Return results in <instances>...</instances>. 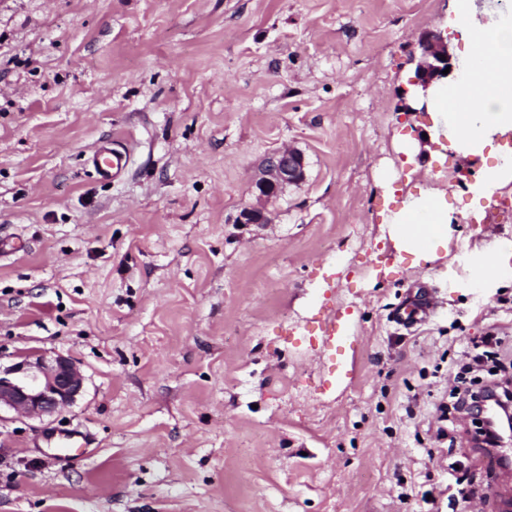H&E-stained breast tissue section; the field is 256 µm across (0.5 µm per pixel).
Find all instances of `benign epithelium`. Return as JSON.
Listing matches in <instances>:
<instances>
[{"label":"benign epithelium","instance_id":"7a95c632","mask_svg":"<svg viewBox=\"0 0 512 512\" xmlns=\"http://www.w3.org/2000/svg\"><path fill=\"white\" fill-rule=\"evenodd\" d=\"M415 75L408 83L427 88L435 79L454 77L455 66L448 53V38L442 32H431L422 37ZM449 70L443 74V70ZM305 178L304 158L292 147L279 148L264 159L261 176L256 180L259 197L264 200L276 196L287 185H298ZM239 224H267L269 218L262 206L241 210ZM85 391V377L69 356L58 355L52 360L20 356L9 365H0V410L6 408L22 417L52 420L72 405Z\"/></svg>","mask_w":512,"mask_h":512}]
</instances>
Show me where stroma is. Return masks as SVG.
Listing matches in <instances>:
<instances>
[{
	"mask_svg": "<svg viewBox=\"0 0 512 512\" xmlns=\"http://www.w3.org/2000/svg\"><path fill=\"white\" fill-rule=\"evenodd\" d=\"M448 0H0V363L63 354L86 378L53 421L0 416V512H419L445 490L434 402L463 344L512 345V284L472 280L512 242V194L482 220L452 156L407 163L401 108ZM126 142L125 176L86 158ZM305 179L256 204L264 157ZM448 189L447 257L411 267L381 231L396 184ZM438 312L392 321L418 290ZM351 322L327 338V316ZM90 445L65 464L48 434ZM500 512L486 454L458 439Z\"/></svg>",
	"mask_w": 512,
	"mask_h": 512,
	"instance_id": "stroma-1",
	"label": "stroma"
}]
</instances>
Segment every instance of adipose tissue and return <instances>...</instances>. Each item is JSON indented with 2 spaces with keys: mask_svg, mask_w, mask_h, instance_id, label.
Returning a JSON list of instances; mask_svg holds the SVG:
<instances>
[{
  "mask_svg": "<svg viewBox=\"0 0 512 512\" xmlns=\"http://www.w3.org/2000/svg\"><path fill=\"white\" fill-rule=\"evenodd\" d=\"M448 21L464 39L448 44L462 79L432 82L428 140L460 164L478 165L469 203L478 216L497 191L512 185V0H452ZM451 222L439 188L407 193L383 219L398 255L415 267L447 251Z\"/></svg>",
  "mask_w": 512,
  "mask_h": 512,
  "instance_id": "1",
  "label": "adipose tissue"
}]
</instances>
